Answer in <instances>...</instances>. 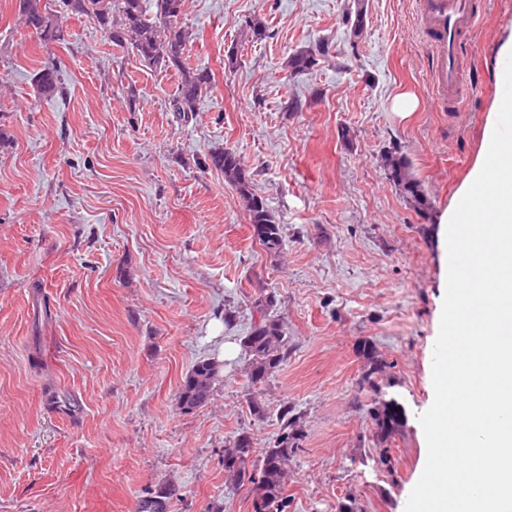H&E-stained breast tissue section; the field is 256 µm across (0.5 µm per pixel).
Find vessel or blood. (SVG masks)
<instances>
[{
    "instance_id": "obj_1",
    "label": "vessel or blood",
    "mask_w": 512,
    "mask_h": 512,
    "mask_svg": "<svg viewBox=\"0 0 512 512\" xmlns=\"http://www.w3.org/2000/svg\"><path fill=\"white\" fill-rule=\"evenodd\" d=\"M479 14L472 0H421L419 24L434 36L432 95L439 108L454 107L460 94V62Z\"/></svg>"
}]
</instances>
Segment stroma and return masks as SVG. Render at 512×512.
<instances>
[{
    "label": "stroma",
    "mask_w": 512,
    "mask_h": 512,
    "mask_svg": "<svg viewBox=\"0 0 512 512\" xmlns=\"http://www.w3.org/2000/svg\"><path fill=\"white\" fill-rule=\"evenodd\" d=\"M418 2L365 0L354 41L355 0H189L186 54L215 85L180 123L174 73L84 18L64 19L67 44L41 45L0 0V125L13 138L0 152V512H141L166 485V512H252L251 486L224 474V445L245 430L266 446L285 406L303 433L286 512H404L427 456L418 417L433 402L446 291L440 220L480 155L512 39V0H480L461 73L478 91L442 111ZM320 45L313 71L286 68ZM46 63L64 87L48 98L30 80ZM403 92L421 105L401 122ZM224 147L282 224L280 254L251 238L223 173L199 166ZM393 147L427 211L389 180L380 156ZM270 291L288 359L255 387L239 338ZM209 357L224 384L183 412L180 384ZM390 398L406 419L382 443L371 412Z\"/></svg>",
    "instance_id": "35a3bbf8"
}]
</instances>
